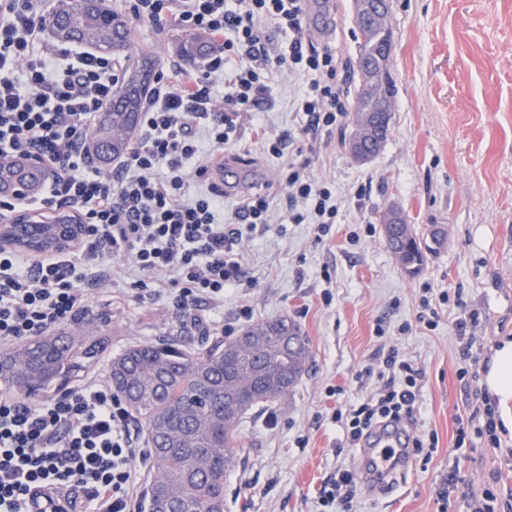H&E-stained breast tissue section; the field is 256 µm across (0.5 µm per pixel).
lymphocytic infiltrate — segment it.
Wrapping results in <instances>:
<instances>
[{"label": "lymphocytic infiltrate", "mask_w": 512, "mask_h": 512, "mask_svg": "<svg viewBox=\"0 0 512 512\" xmlns=\"http://www.w3.org/2000/svg\"><path fill=\"white\" fill-rule=\"evenodd\" d=\"M128 10L159 28L174 19L208 32L222 49L202 69L161 71L136 146L103 168L92 166L87 143L112 100L119 64L83 49L65 66L50 65L36 50L48 23L37 0H0V160L30 158L52 171L39 208L74 210L90 230L76 265L48 259L28 267L0 250L1 342L79 319L93 292L111 289L114 257L135 272L138 298L159 297L157 276H171L172 302L184 311L223 301L225 289L243 284L242 241L269 228L270 203L251 194L225 222L224 189L201 159L197 120L207 122L212 151L250 131L263 154L280 160L291 223L316 225L323 235L336 221L335 191L285 157L294 134H269L259 119L273 106L268 83L282 66L308 80L293 103L304 133H332L347 112L336 53L307 36L304 0H128ZM268 25L287 34V46L267 39ZM377 373L386 379L378 399L335 416L349 445L408 420L419 404L422 374L398 350ZM132 422L125 401L98 380L36 403L0 396V512H43L53 501L71 512H130L135 474L150 458Z\"/></svg>", "instance_id": "obj_1"}]
</instances>
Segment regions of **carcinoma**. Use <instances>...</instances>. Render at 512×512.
I'll list each match as a JSON object with an SVG mask.
<instances>
[{"mask_svg":"<svg viewBox=\"0 0 512 512\" xmlns=\"http://www.w3.org/2000/svg\"><path fill=\"white\" fill-rule=\"evenodd\" d=\"M51 29L61 42L90 44L120 57L131 44V26L106 0H60ZM355 60V107L370 108L362 75L373 67L382 98L396 95L391 59L382 46L392 30L359 26ZM183 57L196 59L217 45L200 32L175 37ZM157 61L148 51L126 65L101 113L89 146L101 164L128 153L137 137L138 116L156 78ZM38 169L23 161L0 162V184L36 188ZM400 226L384 225L388 247L410 275L419 273L424 237L403 228L408 220L396 211ZM18 239L45 245V225L16 224ZM108 357L112 390L120 394L144 428L151 450V480L144 512H224V474L238 463L241 419L253 408L274 403L297 385L310 361L309 341L287 317L261 321L228 338L203 342L196 349L173 343L133 344L112 353V337L80 336L64 328L19 343L0 354V386L24 397L46 396Z\"/></svg>","mask_w":512,"mask_h":512,"instance_id":"carcinoma-1","label":"carcinoma"}]
</instances>
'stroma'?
<instances>
[{
  "instance_id": "1",
  "label": "stroma",
  "mask_w": 512,
  "mask_h": 512,
  "mask_svg": "<svg viewBox=\"0 0 512 512\" xmlns=\"http://www.w3.org/2000/svg\"><path fill=\"white\" fill-rule=\"evenodd\" d=\"M331 4L330 25L313 37L336 47L349 86L359 42L353 2ZM389 25L398 94L381 151L369 163L354 162L343 146L347 121L299 141L311 173L335 183L341 197L328 236L289 223L279 162L243 138L213 161L252 173L253 191L272 203V226L244 244L248 284L185 312L165 296L139 300L129 278L118 277L76 322L92 331L96 314L110 311L116 351L162 339L194 347L224 329L239 332L245 307L255 323L287 316L300 325L309 369L288 396L241 423L238 464L224 477V512H320L323 482L359 467L334 415L377 392L380 380L364 369L392 347L423 373L409 428L436 445L412 454L395 482L357 489L350 512H473L486 502L508 512L512 504V430L497 448L472 430L456 442L457 417L478 413L486 366L499 343L512 339V0H391ZM131 26L136 46L150 49L160 68L184 64L176 25ZM302 83L285 68L272 80L274 106L261 115L268 132L297 127L292 102ZM392 207L418 232L434 224L445 230L444 246L427 254L417 275L405 274L385 244L382 216ZM428 290L449 296L432 330L416 320ZM473 312L466 362L456 324ZM454 464L456 484L444 499L440 487Z\"/></svg>"
}]
</instances>
